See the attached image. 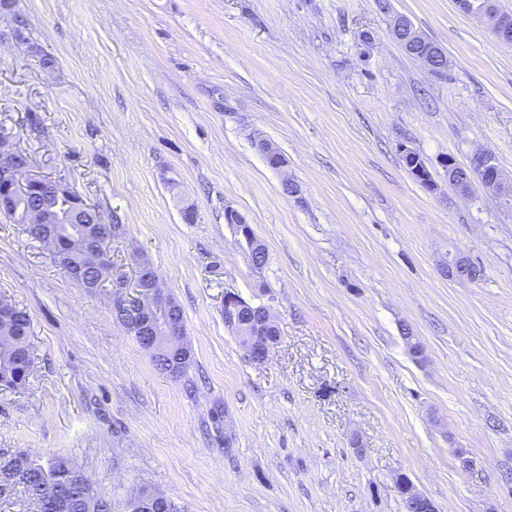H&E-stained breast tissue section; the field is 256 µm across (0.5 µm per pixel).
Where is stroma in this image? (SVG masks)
I'll list each match as a JSON object with an SVG mask.
<instances>
[{
	"label": "stroma",
	"mask_w": 512,
	"mask_h": 512,
	"mask_svg": "<svg viewBox=\"0 0 512 512\" xmlns=\"http://www.w3.org/2000/svg\"><path fill=\"white\" fill-rule=\"evenodd\" d=\"M389 4L17 0L55 68L0 43V125L120 216L115 275L155 268L192 359L157 370L108 292L0 217V299L29 312L35 357L24 389H0V454L67 456L117 508L145 487L180 512H404V474L439 512H512V211L461 197L440 165L483 150L512 178V47L455 0ZM395 14L445 50L447 77L392 38ZM454 249L477 281L442 270ZM228 289L279 328L264 363L224 325Z\"/></svg>",
	"instance_id": "stroma-1"
}]
</instances>
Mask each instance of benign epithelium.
<instances>
[{
    "label": "benign epithelium",
    "mask_w": 512,
    "mask_h": 512,
    "mask_svg": "<svg viewBox=\"0 0 512 512\" xmlns=\"http://www.w3.org/2000/svg\"><path fill=\"white\" fill-rule=\"evenodd\" d=\"M460 10L476 17L484 27L501 44L512 46V17L507 18L490 12L487 0H457ZM391 32L411 47L409 56L419 62L433 76L449 69L450 62L442 49L425 46L427 39L414 24L400 15L392 19ZM1 42H11L27 46L28 56L40 63L44 59L41 48L28 43L24 32L9 25L0 31ZM10 132L0 127V206L11 205L15 194L47 187L59 197H72L69 185L58 179L47 183L44 176L33 172L30 156L18 154L10 146ZM255 143L260 145L259 153L265 162L275 170L287 166V160L279 149L270 141L254 136ZM442 167L448 174V183L462 197L469 198L475 189H481L486 195L501 202L512 198V179L504 177L495 158L488 152L476 151L472 154L467 166L461 167L455 160L448 157L442 161ZM32 217L44 225L42 243L50 249L58 265L90 293L95 294L102 288L100 281L89 282L84 276L85 267L70 262L68 254L56 248V216L53 211L35 210ZM122 225H100L90 234L81 236L80 248L87 261L99 265L108 259L106 243L111 234L120 232ZM442 267L449 276L458 280L474 281L478 278V267L459 252L448 253ZM112 304H132L139 316L133 335L137 343L150 354L163 360L172 370L176 365L186 361L184 330L180 320L176 319L178 303L165 292L154 269L146 262L139 264L134 284L125 281L112 282L110 293ZM250 306L238 293L224 291V326L237 336L247 357L254 363L266 360L270 349L277 341L262 336H250L241 332L237 321V313ZM396 492L403 500L406 512H438L435 504L421 494L412 481L404 474L397 477Z\"/></svg>",
    "instance_id": "1"
}]
</instances>
